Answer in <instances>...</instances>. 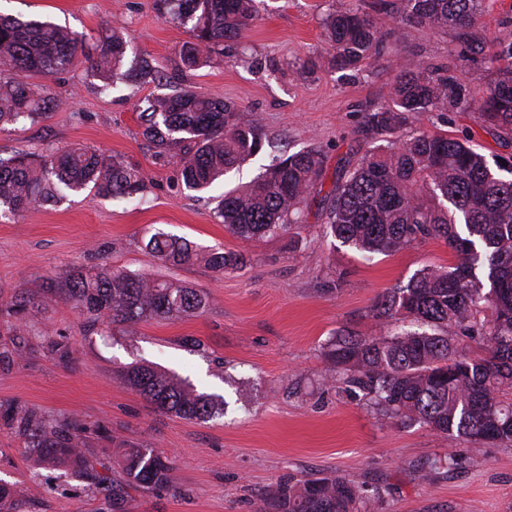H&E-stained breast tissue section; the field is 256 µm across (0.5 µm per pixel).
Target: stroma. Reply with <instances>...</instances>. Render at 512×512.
<instances>
[{
    "label": "stroma",
    "mask_w": 512,
    "mask_h": 512,
    "mask_svg": "<svg viewBox=\"0 0 512 512\" xmlns=\"http://www.w3.org/2000/svg\"><path fill=\"white\" fill-rule=\"evenodd\" d=\"M372 0H255L244 38L194 70L178 53L191 26L165 21L155 0H0V13L40 18L82 34L88 46L121 31L131 46L126 66L150 59L161 80L104 88L89 66L45 78L55 107L49 117L0 133V154L91 146L139 167L147 176L130 201L84 191L0 223V348L17 334L8 308L15 297L42 296L49 278L70 265L117 269L174 280L203 292L198 316L149 321L133 333L89 327L71 304L56 301L25 339L66 337L68 362L41 347L0 366V403H17L87 424L85 452L111 464L116 449L146 445L172 460L169 487L135 491L125 512H261L262 497L288 474L336 475L367 489L370 512H512V446L480 447L447 439L423 425L380 416L361 392L334 382L324 356L336 331L381 335L371 309L387 289L456 257L440 240L423 239L395 254L364 259L323 236L325 218L310 203L305 221L279 236L234 238L215 216L224 192L247 185L274 156L315 149L331 189L340 159L417 131L469 135L487 158L512 156V142L487 133L478 109L429 114L380 136L363 114L389 101L396 68H437L472 95L495 78L490 63L456 56L453 30L402 40L393 19L380 57L355 69L327 62L323 21ZM192 88L232 101L258 119L273 145L204 191L184 187L175 165L156 158L139 118L148 99ZM161 229L204 249H238L248 263L216 272L202 263L168 267L141 239ZM135 362L153 364L224 396V416L206 422L154 410L119 376ZM454 453L463 466L433 470ZM0 479L18 483L32 512H112V494L89 487L63 464H47L0 420Z\"/></svg>",
    "instance_id": "35a3bbf8"
}]
</instances>
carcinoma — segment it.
Here are the masks:
<instances>
[{"label": "carcinoma", "mask_w": 512, "mask_h": 512, "mask_svg": "<svg viewBox=\"0 0 512 512\" xmlns=\"http://www.w3.org/2000/svg\"><path fill=\"white\" fill-rule=\"evenodd\" d=\"M174 20L192 23L193 41L182 45L185 69L207 63L224 41L243 35L254 19L255 0H160ZM483 0H374L371 11L343 8L324 22L327 53L336 65L352 67L379 53L378 19L397 18L402 35L455 31L458 56L505 62L475 98L446 76L424 69L402 70L390 87V104L366 115L379 132L392 131L430 112L478 108L488 129L512 138V31L489 44L478 33ZM84 38L41 19L0 15V132L22 119L48 117L53 100L43 84L20 81L19 71L49 77L88 63L110 87L121 81H155L147 64L124 69L129 48L117 31L95 53H83ZM142 135L155 156L180 171L188 190L202 191L232 172L268 143L258 121L235 103L186 89L147 100L140 113ZM322 157L306 150L277 157L245 189L224 194L216 209L220 223L240 240L288 231L298 223L322 175ZM86 188L103 196L132 199L146 188L143 172L87 146L65 151L0 156V219L45 207ZM327 201L324 233L364 257L392 255L426 238L440 239L456 254L451 267L420 271L391 288L372 309L387 334L375 338L339 330L328 343L332 379L357 388L378 411L404 425L423 424L446 439L479 447L512 444V165L490 166L486 156L445 134L419 132L379 144L355 163L338 162ZM146 250L172 266L203 261L218 272L241 267L245 255L231 249L203 252L160 230L143 239ZM71 302L95 327L133 328L150 320L201 313L208 304L199 290L172 281L114 269H72L51 284L43 298L21 296L10 311L35 318L54 299ZM410 320L416 330H397ZM455 327L478 339V351L457 348L442 330ZM27 345L0 349V363L22 359ZM121 380L155 410L208 421L224 414V397L150 365H130ZM0 418L28 440L47 463L64 462L100 489L112 483V510L121 512L130 489L163 491L171 461L156 448L121 449L120 478L112 481L84 454L87 427L67 416L50 418L34 407L0 404ZM365 490L337 476L290 477L263 497L262 512H367ZM0 512H24L15 484L0 480Z\"/></svg>", "instance_id": "obj_1"}]
</instances>
